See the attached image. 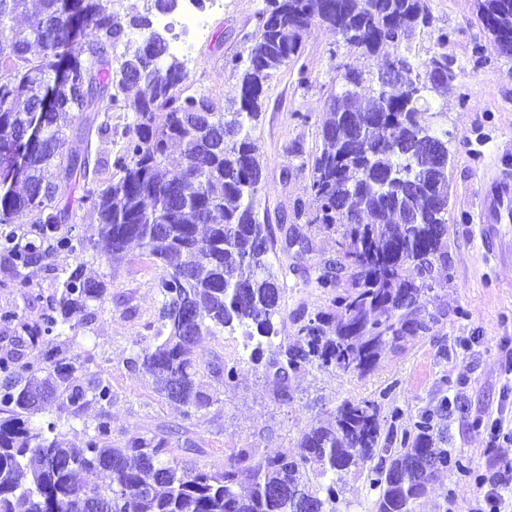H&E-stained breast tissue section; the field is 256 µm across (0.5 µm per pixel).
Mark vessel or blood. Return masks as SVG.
Returning <instances> with one entry per match:
<instances>
[{
	"label": "vessel or blood",
	"instance_id": "vessel-or-blood-1",
	"mask_svg": "<svg viewBox=\"0 0 512 512\" xmlns=\"http://www.w3.org/2000/svg\"><path fill=\"white\" fill-rule=\"evenodd\" d=\"M470 220L478 226L486 255L512 259V246H507L500 231L502 225L512 222V174L501 170L483 177Z\"/></svg>",
	"mask_w": 512,
	"mask_h": 512
}]
</instances>
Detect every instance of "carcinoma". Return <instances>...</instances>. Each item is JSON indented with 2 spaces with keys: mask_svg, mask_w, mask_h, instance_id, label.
<instances>
[{
  "mask_svg": "<svg viewBox=\"0 0 512 512\" xmlns=\"http://www.w3.org/2000/svg\"><path fill=\"white\" fill-rule=\"evenodd\" d=\"M28 2L0 0V176L23 184L0 193V255L15 268H49L57 254L79 256L101 242L107 263L118 267L137 244L160 269L154 288L161 305L157 343L128 367L155 377L156 392L184 419L214 403L204 378L227 386L237 377V366L220 359L198 367L204 336L242 329L256 341L252 359L281 380L278 396L286 402L288 380L306 368L364 376L384 349L401 352L437 325L423 301L434 272L448 268L450 158L433 159L427 149L432 137L448 144V133L437 135L418 115L435 112L430 93L456 74L446 31L426 59L410 57L417 28L430 24L428 0H265L247 53L227 60L240 71L241 87L238 105L224 113L206 94L185 93L184 61L153 27L154 13L175 11L178 0H148L128 20L114 0H39L35 11ZM475 11L499 52L512 57V0H475ZM318 25L332 28L352 53L392 49L382 62L402 61V89H381L347 66L344 90L325 100L324 148L311 165L314 212L300 203L293 219L338 236L336 259L316 279L330 307L298 315L296 338L285 346L273 342L284 288L270 259L276 239L256 212L263 167L252 129L268 80L299 56ZM130 28L145 38L127 40ZM46 95L53 104L42 112ZM114 112H131L133 120L109 163L91 138L112 137ZM35 119L43 142L17 168V143ZM70 134L85 141L82 152L67 148ZM79 182L84 193L74 204ZM78 208L96 216L98 242L73 234ZM19 214L31 227L14 226ZM13 287L34 304L46 302L40 321L21 329L47 351L41 364L0 357V512H47V497L54 512H98L100 504L108 512H340L339 484L352 469L378 493L375 512H414L436 473L468 470L452 451L435 447L446 397L402 430L382 423L375 401L347 400L295 448H241L216 468L173 456L176 439L185 451L204 453L186 426L145 428L115 444L111 382L82 378L75 359L54 344L64 328L75 329L74 313L85 325L94 320L110 296L108 282L88 277L79 262L45 299L23 277ZM44 399L73 418L88 403L98 405L82 447L71 446L58 421H33ZM103 471L107 483L98 480Z\"/></svg>",
  "mask_w": 512,
  "mask_h": 512,
  "instance_id": "carcinoma-1",
  "label": "carcinoma"
}]
</instances>
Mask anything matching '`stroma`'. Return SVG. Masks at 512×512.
Instances as JSON below:
<instances>
[{
	"instance_id": "obj_1",
	"label": "stroma",
	"mask_w": 512,
	"mask_h": 512,
	"mask_svg": "<svg viewBox=\"0 0 512 512\" xmlns=\"http://www.w3.org/2000/svg\"><path fill=\"white\" fill-rule=\"evenodd\" d=\"M264 5V0H224L223 14L213 17L206 38L192 47L185 87L207 94L216 111H227L238 98L240 73L226 61L244 53ZM429 7L431 23L418 28L411 55L424 57L438 31H447L448 58L456 73L447 89L432 96L443 110L439 127L448 133L452 160L448 267L435 273L424 303L427 311L442 313L436 330L416 337L402 353L385 352L377 369L363 377L315 368L292 376L286 403L277 397L278 380L252 362L240 332L204 337L196 350L200 367L221 357L237 364L238 378L219 388L218 404L187 421L159 396L150 378L127 367L129 358L154 342L161 301L154 287L155 265L134 244L116 270L96 253H87L91 274L111 278L112 298L98 308L92 323L82 324L80 315H73V327L60 341L82 372L110 380L113 441H123L139 427L185 424L204 453L178 449L175 457L217 466L236 448L261 453L294 448L305 430L328 419L348 399L377 401L386 420L400 410L398 424L404 427L444 398L447 447L469 471L439 473L415 512H470L478 475L496 456L512 457L511 435L496 445L488 443L495 418L512 420V261L488 258L476 225L467 220L485 170H512V57L499 54L475 24L474 0H429ZM380 63V58L349 52L332 29L318 26L305 37L299 61L270 80L253 136L264 174L257 208L272 229L292 224L296 204L311 200V163L322 149L326 117L323 103L340 92V73L348 66L375 71ZM303 74L309 79L304 86L299 83ZM301 231L312 242L308 252H277L278 263L289 268L283 316L275 321L280 342L293 341L297 313L328 305L316 279L325 262L335 259L336 239L315 224L302 225ZM74 262V255L64 252L50 271L38 266L20 270L0 260V313L37 322L41 310L14 288L16 277L25 276L33 291L47 296Z\"/></svg>"
}]
</instances>
